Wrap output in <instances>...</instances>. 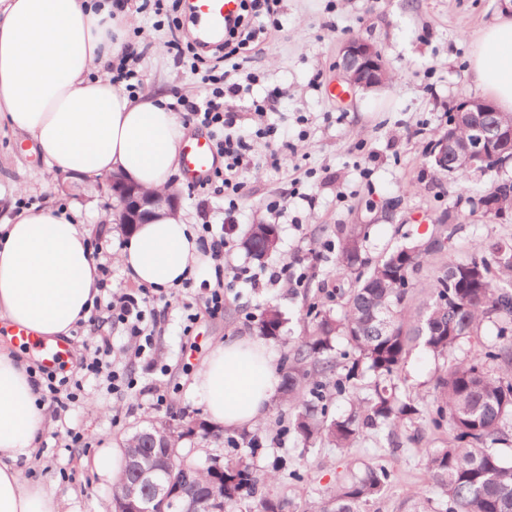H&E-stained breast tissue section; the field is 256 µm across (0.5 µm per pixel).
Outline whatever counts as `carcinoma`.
<instances>
[{"label":"carcinoma","instance_id":"1","mask_svg":"<svg viewBox=\"0 0 512 512\" xmlns=\"http://www.w3.org/2000/svg\"><path fill=\"white\" fill-rule=\"evenodd\" d=\"M499 118L512 120L511 112H472L456 128L457 137L473 125H487ZM271 224L255 225L244 242L256 259L265 256ZM455 232L441 224L425 240L402 245L372 267L362 258L363 238L354 227L339 225L336 268L352 279V287L339 293L342 316L324 309L314 311L311 329L281 366L282 400L291 412L288 430L309 446L321 439L336 448H350L366 429L412 428L425 421L439 430L448 426V446L427 451L428 482L441 489L445 512H512V464L505 462L495 444L512 440V241L492 244L464 261L450 260L429 287L424 299L413 304L416 276L424 262L446 250ZM469 267L477 278L448 282L452 269ZM501 323L502 343L480 341L485 319ZM285 318L274 305H265L257 318L258 335L276 341ZM341 337L349 348L346 373L330 381L342 353L333 341ZM463 340L473 343L467 358L445 366L438 377L433 399L404 395L394 378L409 352L421 345L439 357H448ZM350 397V413L327 418L329 388ZM173 435L167 424L156 423V440L175 446L184 433ZM219 478L212 468H202L197 479L206 496L217 495L229 507L245 496L256 499V512H286V501L258 494L261 478L240 455L224 462ZM392 471L366 464L346 473L322 498L313 512H367L391 483Z\"/></svg>","mask_w":512,"mask_h":512}]
</instances>
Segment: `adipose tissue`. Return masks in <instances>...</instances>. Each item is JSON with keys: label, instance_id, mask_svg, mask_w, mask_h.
Listing matches in <instances>:
<instances>
[{"label": "adipose tissue", "instance_id": "adipose-tissue-1", "mask_svg": "<svg viewBox=\"0 0 512 512\" xmlns=\"http://www.w3.org/2000/svg\"><path fill=\"white\" fill-rule=\"evenodd\" d=\"M126 23L111 0H0V127L34 143L46 166L90 182L120 173L140 187L169 192L185 129L156 88L129 95L106 65L120 54ZM476 84L512 112V16L478 36ZM91 234L71 209L30 207L0 224V325L45 339L69 336L87 321L98 293ZM117 259L131 280L170 289L203 263L196 234L163 216L130 232ZM30 363L0 345V512H60L41 483L22 480L49 421ZM194 390L212 423L252 427L280 393L272 350L248 336L219 344Z\"/></svg>", "mask_w": 512, "mask_h": 512}]
</instances>
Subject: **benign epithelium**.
Masks as SVG:
<instances>
[{"label":"benign epithelium","mask_w":512,"mask_h":512,"mask_svg":"<svg viewBox=\"0 0 512 512\" xmlns=\"http://www.w3.org/2000/svg\"><path fill=\"white\" fill-rule=\"evenodd\" d=\"M340 69L345 82L351 88L365 90L379 88L387 81L382 63L381 50L374 44L358 38L348 40L341 49ZM497 108L489 101L466 100L452 108V114L460 118L466 112H495ZM501 158L499 167L512 162V124L496 122L470 128L463 139L441 136L434 141L429 157L434 167L446 171L448 164L467 163L480 175L488 169L475 164L489 155ZM107 195L119 199L117 211L119 223L131 228L144 224L159 211L177 212L178 196L148 192L113 174L105 182ZM476 208L492 214L495 219L507 217L509 210L502 207L500 195H485L476 201ZM135 483L141 486L142 495L134 500H116L117 512H190L202 506L206 512H224V503L216 499L210 503L200 498V489L190 472L179 473L176 467L169 469L150 458H137L131 465Z\"/></svg>","instance_id":"obj_1"}]
</instances>
